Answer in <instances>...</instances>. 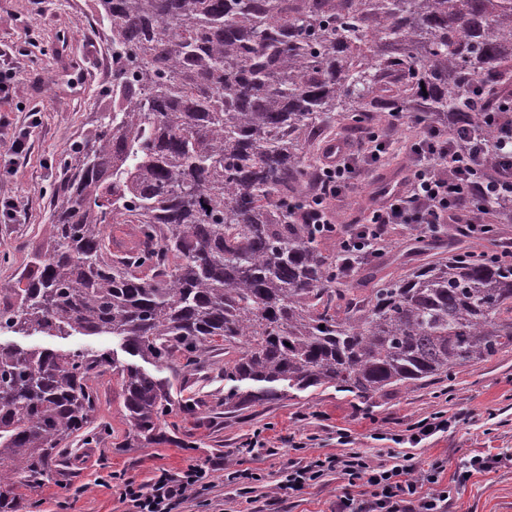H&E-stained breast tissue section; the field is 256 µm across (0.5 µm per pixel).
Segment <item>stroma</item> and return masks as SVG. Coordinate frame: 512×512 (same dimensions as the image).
<instances>
[{
	"instance_id": "stroma-1",
	"label": "stroma",
	"mask_w": 512,
	"mask_h": 512,
	"mask_svg": "<svg viewBox=\"0 0 512 512\" xmlns=\"http://www.w3.org/2000/svg\"><path fill=\"white\" fill-rule=\"evenodd\" d=\"M13 51L17 77L0 116L11 128H27L30 149L15 161L11 173L0 175V199L13 198L26 210L20 223L0 222V289L10 287L22 273L27 254L49 223L55 192L67 152L84 143L100 112L112 104V60L108 37L96 20L95 0H0V50ZM375 174L363 176L355 188L335 203L337 223L350 224L361 216L378 192ZM416 225L394 224L388 229L389 247L379 263L384 274L398 276L418 264L412 253ZM1 345L51 350L92 348L108 351L117 364H136L168 382L174 397L202 405L203 419L195 421L173 412L167 423L189 447L162 444L128 448L129 427L124 415L118 375L93 378L97 392L93 441L77 438L59 453L43 486L29 491L34 512H125L118 487L98 485V478L118 473L136 482L149 481L157 469L177 471L213 460L223 468L212 484L186 505V512H331L337 495H359L330 476L324 483L284 500L274 499L269 483L296 442L310 455L336 454L343 447L338 430H348L354 447L375 454L390 448L392 434L411 420L437 411L454 422L418 447L402 445L417 464L443 462L442 484H450L468 454L487 449L512 451V351L455 371L451 378L392 390L363 401L336 392L288 390L285 397L240 414L225 413L224 352L206 359V370L184 380L177 368H159L133 355L119 339L109 336H30L0 332ZM252 469L264 474L256 486L231 481L227 468ZM451 512H512V469L473 474Z\"/></svg>"
}]
</instances>
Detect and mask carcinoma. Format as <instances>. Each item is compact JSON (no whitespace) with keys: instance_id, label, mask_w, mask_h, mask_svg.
Returning a JSON list of instances; mask_svg holds the SVG:
<instances>
[{"instance_id":"cac0c4a2","label":"carcinoma","mask_w":512,"mask_h":512,"mask_svg":"<svg viewBox=\"0 0 512 512\" xmlns=\"http://www.w3.org/2000/svg\"><path fill=\"white\" fill-rule=\"evenodd\" d=\"M112 107L63 162L50 224L0 292V330L112 336L181 365L224 348V412L333 387L355 398L512 351V264L448 256L364 290L296 224L305 150L341 118L391 112L469 124L486 140L512 82V0H97ZM129 224L131 245L111 241ZM120 378L128 448L175 444L169 386L104 350L0 345V512L88 434L90 380Z\"/></svg>"}]
</instances>
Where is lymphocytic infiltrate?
<instances>
[{"label":"lymphocytic infiltrate","instance_id":"obj_1","mask_svg":"<svg viewBox=\"0 0 512 512\" xmlns=\"http://www.w3.org/2000/svg\"><path fill=\"white\" fill-rule=\"evenodd\" d=\"M482 120L495 127L493 141L475 139L463 127L423 128L408 146L410 163L402 184L370 205L365 227L340 235L339 271L351 269L357 258L378 255L375 242L392 224H417L432 230L462 217L467 234L478 235L486 233L491 212L512 214V96L500 98ZM387 150V143L374 133L355 145L337 147L315 170L316 191L298 207V219L333 232L332 204L351 192L366 171L380 169ZM489 153L494 154L497 166L494 176L487 178L481 167ZM450 425V418L441 412L420 418L404 433L394 435L393 449L374 459L351 447L348 433H340L338 441L345 445V452L323 458H288L272 491L278 496L295 494L334 474L348 485L362 484L365 491L359 499L337 497L333 512H448L455 494L474 473L512 464V453L471 455L453 484L444 487L439 482L443 463L424 467L396 450L401 443L419 445ZM215 468V463L208 462L177 472L162 468L145 483L126 479L121 499L128 512H177L197 490L210 485Z\"/></svg>","mask_w":512,"mask_h":512}]
</instances>
